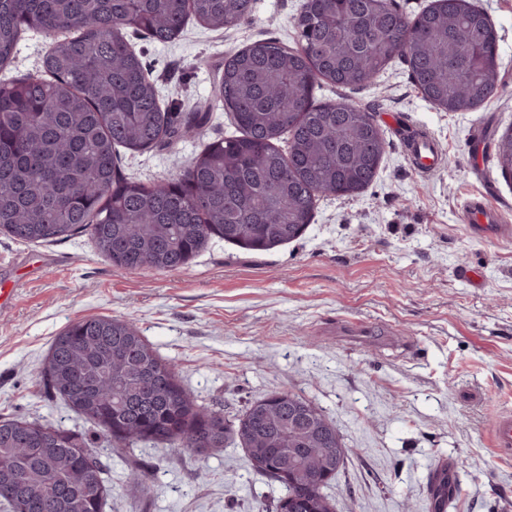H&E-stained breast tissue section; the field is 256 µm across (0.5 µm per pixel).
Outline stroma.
Here are the masks:
<instances>
[{
	"label": "stroma",
	"mask_w": 512,
	"mask_h": 512,
	"mask_svg": "<svg viewBox=\"0 0 512 512\" xmlns=\"http://www.w3.org/2000/svg\"><path fill=\"white\" fill-rule=\"evenodd\" d=\"M469 2L498 35L497 94L446 111L418 92L399 57L367 86L317 85L316 102L366 107L386 150L362 193L320 197L293 242L250 251L214 236L185 268L124 270L85 233L25 243L0 231V418L59 426L100 449L103 512H273L286 487L233 439L213 451L203 476L169 446L117 451L116 440L48 393L42 370L54 338L92 316L133 323L195 404L228 420L281 392L312 402L346 448L324 489L336 512H435L430 478L447 461L461 477L452 512H512V457L491 437L495 415L512 410V236H480L463 209L483 196L512 225V174L487 148L512 128V0ZM303 3L256 0L252 21L214 31L192 20L170 43L126 29L163 109L205 111L209 120L165 146L119 149L121 176L164 181L234 134L231 114L212 100L225 58L259 39L295 44ZM50 45L28 32L12 74L42 73ZM397 119L439 143L435 175L413 170ZM134 463L147 473L135 496L126 490Z\"/></svg>",
	"instance_id": "obj_1"
}]
</instances>
